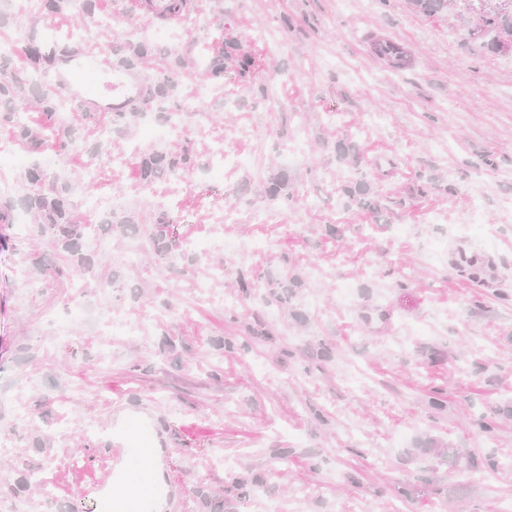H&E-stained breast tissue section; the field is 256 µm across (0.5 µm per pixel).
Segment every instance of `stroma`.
<instances>
[{
  "label": "stroma",
  "instance_id": "35a3bbf8",
  "mask_svg": "<svg viewBox=\"0 0 512 512\" xmlns=\"http://www.w3.org/2000/svg\"><path fill=\"white\" fill-rule=\"evenodd\" d=\"M476 7L452 0L429 16L409 0H192L167 26L171 43L150 38L135 0L32 12L0 0V40L35 32L117 65L131 58L146 88L108 144L127 156L105 175L121 226L87 212L96 188L65 144L75 131L95 151L108 112L79 106L56 119L51 144L18 142L28 164L0 189V385L13 387L0 394V502L101 512L80 489L108 478L107 442L133 422L167 457L143 479L161 487V512H497L512 498V53L483 48ZM384 40L409 53L407 68L376 53ZM9 64L30 75L18 106L45 126L55 64L21 50ZM200 86L207 126L185 116L158 150L203 161L220 141L252 163L221 181L193 170L173 204L167 177L142 182L127 149H150L140 114L163 122ZM297 143L305 157L288 164ZM31 167L68 181L75 221L94 225L75 252L51 247L28 210ZM227 205L236 223H217ZM163 215L175 258L146 244ZM220 238L247 254L190 249ZM461 246L490 256L492 275L458 272L449 256ZM79 255L113 287L79 293L52 278ZM240 270L251 287L238 286ZM102 298L142 315L140 327L59 333L70 306ZM86 420L97 434H82Z\"/></svg>",
  "mask_w": 512,
  "mask_h": 512
}]
</instances>
